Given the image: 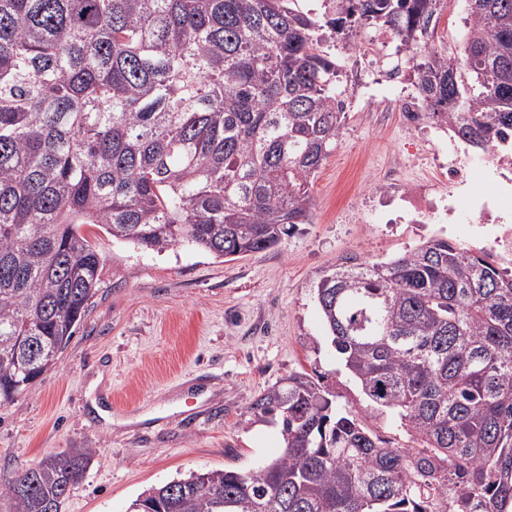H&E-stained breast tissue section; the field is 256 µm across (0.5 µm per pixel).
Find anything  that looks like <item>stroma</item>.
I'll return each mask as SVG.
<instances>
[{"instance_id": "obj_1", "label": "stroma", "mask_w": 512, "mask_h": 512, "mask_svg": "<svg viewBox=\"0 0 512 512\" xmlns=\"http://www.w3.org/2000/svg\"><path fill=\"white\" fill-rule=\"evenodd\" d=\"M343 88L375 85L376 111L348 113L316 174L313 223L232 261L188 246L145 251L89 227L104 264L55 366L0 406V474L68 448L93 455L63 512H127L145 489L192 471H249L275 458L280 421L250 403L302 373L338 403L363 398L338 363L314 288L345 256L389 260L464 224H377L369 199L389 178L437 183L425 141L387 106L395 46L337 52ZM112 416H97V408Z\"/></svg>"}]
</instances>
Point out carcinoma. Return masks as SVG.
<instances>
[{"label": "carcinoma", "mask_w": 512, "mask_h": 512, "mask_svg": "<svg viewBox=\"0 0 512 512\" xmlns=\"http://www.w3.org/2000/svg\"><path fill=\"white\" fill-rule=\"evenodd\" d=\"M446 0H0V403L54 366L96 294L82 226L147 251H267L313 214L344 126L361 29L406 52L429 118L488 154L512 131V0H466L465 51L433 42ZM350 381L301 376L252 400L280 456L192 472L130 512H512V270L433 237L354 256L316 286ZM391 418L408 443L370 423ZM90 448L0 477L10 512H62Z\"/></svg>", "instance_id": "obj_1"}]
</instances>
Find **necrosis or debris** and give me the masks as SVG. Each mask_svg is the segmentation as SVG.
Wrapping results in <instances>:
<instances>
[{
  "label": "necrosis or debris",
  "mask_w": 512,
  "mask_h": 512,
  "mask_svg": "<svg viewBox=\"0 0 512 512\" xmlns=\"http://www.w3.org/2000/svg\"><path fill=\"white\" fill-rule=\"evenodd\" d=\"M483 169L495 182L497 189L489 195H476L468 213H458L454 194L466 190L474 169ZM449 193L435 194L433 187L421 184L387 182L378 190V199L385 210L382 221L388 224H471L475 233L490 242L501 257H512V224L505 222L502 213L512 210V152L483 156H465L456 141L448 143V163L443 174Z\"/></svg>",
  "instance_id": "necrosis-or-debris-1"
}]
</instances>
